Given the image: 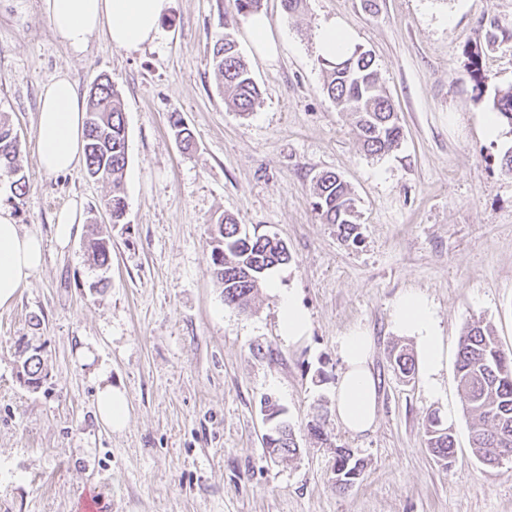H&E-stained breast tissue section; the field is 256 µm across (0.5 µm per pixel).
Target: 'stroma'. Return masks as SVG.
<instances>
[{
	"label": "stroma",
	"mask_w": 512,
	"mask_h": 512,
	"mask_svg": "<svg viewBox=\"0 0 512 512\" xmlns=\"http://www.w3.org/2000/svg\"><path fill=\"white\" fill-rule=\"evenodd\" d=\"M262 11L271 61L232 0H171L159 37L140 50L100 38L76 55L56 40L43 0H0V113L18 133L29 182L18 197L1 176L0 204L45 244L41 268L0 308V512H80L95 491L102 512H512V460L489 468L474 457L455 381L468 323L490 324L512 349V178L501 172L512 128L484 134L498 93L512 88V39L484 47L482 87L467 74L479 31L493 20L512 31V0H303L290 15L263 0ZM333 19L372 54L398 112L403 136L383 157L361 149L354 115L322 91L316 41ZM228 23L261 92L246 116L226 107L211 66ZM61 71L83 93L107 74L122 95L124 223H111L110 187L84 168H39V99ZM175 112L194 134L191 150L170 127ZM326 171L356 198L357 241L312 207ZM74 201L84 222L62 248L54 216ZM224 214L291 254L247 312L225 304L210 273L207 226ZM90 220L112 236L103 291L84 247ZM408 290L431 301L447 338L436 396L421 378L403 381L390 359L393 345L411 343L392 325ZM288 292L310 318L296 345L279 333ZM357 327L374 338L379 380L376 425L362 436L332 409L339 338ZM26 345L44 362L36 390L18 379ZM103 378L129 399L119 432L94 413ZM267 397L295 432L292 459H271L263 445ZM431 412L453 429L447 467L426 443ZM317 418L327 442L308 432ZM338 447L366 464L344 491L332 474Z\"/></svg>",
	"instance_id": "1"
}]
</instances>
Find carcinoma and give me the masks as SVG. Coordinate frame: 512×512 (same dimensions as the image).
<instances>
[{"mask_svg":"<svg viewBox=\"0 0 512 512\" xmlns=\"http://www.w3.org/2000/svg\"><path fill=\"white\" fill-rule=\"evenodd\" d=\"M214 71L224 87V101L235 111L248 114L259 100V89L241 57L230 32L217 39L212 49ZM323 84L336 106L356 118L359 141L366 154L389 152L401 139L402 128L390 98L383 90L372 57L356 47L344 58L326 62ZM96 93L89 95L86 114L85 171L95 181L112 185L105 208L112 223L124 218L127 203L121 183L128 163L125 117L120 93L109 81H94ZM493 109L500 121L512 127V89L494 100ZM172 129L184 148L192 145L191 130L179 116L172 118ZM19 140L7 118L0 116V174L12 178L15 194L21 196L27 181L18 164ZM314 207L324 223L334 224L347 238L357 239L355 199L349 186L334 172L321 174L314 186ZM212 243L210 271L223 288L224 302L241 310L250 307L259 282L268 270L286 264L290 254L286 243L274 236L249 234L235 218L224 215L207 225ZM89 257L100 268L112 264V241L91 229L86 241ZM399 372L408 377L415 371L412 355L401 349L395 355ZM19 378L36 389L43 379V363L38 352L21 362ZM456 378L463 409L474 417L471 442L475 456L488 466L499 464L502 450L512 451V349L504 348L493 330L481 322L467 325L460 336ZM281 433L274 443L265 444L269 454L282 458L297 455L299 445L288 423L280 422ZM428 448L448 466L454 455L451 427L431 413L425 423ZM334 468L342 473L336 485L345 490L364 473V463L347 448L335 449Z\"/></svg>","mask_w":512,"mask_h":512,"instance_id":"cac0c4a2","label":"carcinoma"}]
</instances>
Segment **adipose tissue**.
Instances as JSON below:
<instances>
[{
  "label": "adipose tissue",
  "instance_id": "1",
  "mask_svg": "<svg viewBox=\"0 0 512 512\" xmlns=\"http://www.w3.org/2000/svg\"><path fill=\"white\" fill-rule=\"evenodd\" d=\"M170 0H44L57 39L73 52L87 49L97 36L114 48L128 51L153 42ZM86 104L69 73L57 74L45 85L36 117L38 162L52 176L78 168L84 158ZM44 262L43 238L22 230L10 208L0 206V308L10 306ZM396 328L416 347L417 364L429 393L441 388L446 338L428 299L407 291L393 312ZM374 341L367 331L354 329L340 338L344 369L337 380L334 410L351 433L362 434L375 424L379 407L378 380L372 369ZM98 418L118 431L129 417L124 390L104 382L96 391Z\"/></svg>",
  "mask_w": 512,
  "mask_h": 512
}]
</instances>
